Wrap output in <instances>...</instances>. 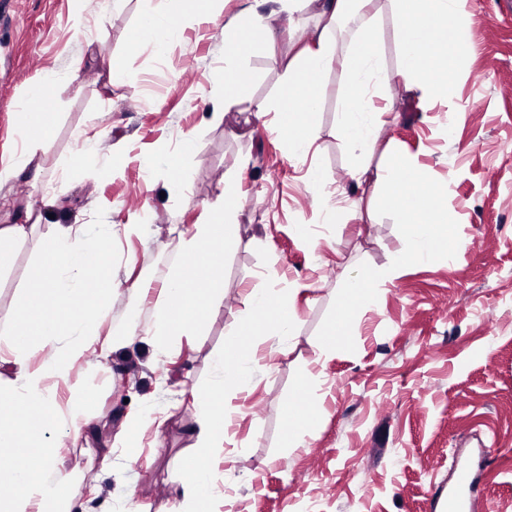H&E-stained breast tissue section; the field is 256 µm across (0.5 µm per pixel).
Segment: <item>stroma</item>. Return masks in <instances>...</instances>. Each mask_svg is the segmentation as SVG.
Segmentation results:
<instances>
[{
	"instance_id": "35a3bbf8",
	"label": "stroma",
	"mask_w": 512,
	"mask_h": 512,
	"mask_svg": "<svg viewBox=\"0 0 512 512\" xmlns=\"http://www.w3.org/2000/svg\"><path fill=\"white\" fill-rule=\"evenodd\" d=\"M242 7L243 0H216L217 21L205 25L195 0H184L183 37L161 65L139 40L137 0H124L103 23L86 0H0V165L19 163L16 178L0 186V225L37 227L0 270V320L37 282L43 243L57 225L108 224L110 252L88 255L86 265L94 274L111 270L118 287L92 327L105 338L135 325L131 344L76 362L56 389L58 403L83 398L90 415L81 436L49 439L61 473H81L72 512H110L125 484L124 512H166L193 453V396L207 387L212 356L248 323L249 291L292 282L303 285L293 298L297 335L234 400L229 432L240 450L225 454L219 469L235 480L220 484L214 512H429L431 486L447 482L457 459L480 461L492 512H512V97L500 93L512 85V15L501 14L497 0H465L461 34L475 51L447 101L427 113L396 75L393 0H372L383 63L372 99L385 124L370 161H381L390 143L399 158L446 182L460 241L453 258L437 254L397 269L394 259L408 247L404 227L358 205L351 160L336 138L347 61L337 58L323 74L308 116L318 138L304 160H289L273 129L276 112L251 110L252 102L279 100L291 45L315 23L311 8L279 12L273 39L257 42L246 60L248 99L214 113L225 30L242 25ZM102 55L112 61L108 88ZM70 69L74 79L56 87L48 139L19 162L16 104ZM449 110L457 114L450 126L442 119ZM87 139L97 141L99 157L77 162ZM162 154L180 165H155ZM322 182L335 192L340 223L324 221ZM228 201L236 220L215 283L224 305L193 335L176 337L167 362H156L148 340L159 290L136 305L129 289L147 268L158 283L174 275L182 237ZM306 233L317 237L316 249L307 248ZM367 268L394 277L375 305L354 304L347 335L321 352L341 296ZM308 371L320 378L319 398L303 446L289 448L284 411L303 402L299 380ZM137 415V448L103 468ZM486 445L492 452L483 460Z\"/></svg>"
}]
</instances>
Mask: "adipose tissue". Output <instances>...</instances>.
I'll return each mask as SVG.
<instances>
[{
	"instance_id": "adipose-tissue-1",
	"label": "adipose tissue",
	"mask_w": 512,
	"mask_h": 512,
	"mask_svg": "<svg viewBox=\"0 0 512 512\" xmlns=\"http://www.w3.org/2000/svg\"><path fill=\"white\" fill-rule=\"evenodd\" d=\"M141 2L147 20L144 35L156 53H163L182 34L181 0ZM311 2L318 23L310 42L298 51L304 64L290 70L276 107V130L287 139L291 160H300L316 139L314 128L296 106L318 100L325 70L336 56H343L349 71L336 137L355 158L348 171L351 184L362 185L367 174H374L382 189L376 206L406 226L410 246L399 256L398 265L424 261L435 249L453 258L457 242L446 189L408 163L396 160L373 171L365 162L381 127L378 112L366 100L382 70L374 25L365 9L368 0ZM395 2L401 36L397 74L404 88L421 89L430 103L447 97L461 59L474 50L457 39L462 0ZM244 15L245 25L227 33L224 40L218 99L222 105L246 96L249 75L244 60L253 36L274 32L276 10H259L256 0H250ZM55 86V81H45L32 97L41 110L39 122L30 121L27 112L17 113L15 134L22 144L47 137ZM233 217L231 206L214 207L210 222L196 225L182 248L176 273L165 281L157 300L149 339L157 357L166 356L175 337L190 335L219 305L214 284L224 265V230ZM111 245V225L96 224L83 231L58 225L44 246L41 277L32 295L19 304L8 323L0 324V351L15 355L7 412L0 414V454L11 459L10 466L0 471V512H25L28 501L38 498L52 500L54 512H70L80 493L78 486L61 478L47 440L58 431L80 435L89 424L84 403L74 399L59 405L56 387L68 382L73 365L99 341L91 320L108 311L114 281L108 275L86 276L83 259L89 253L107 252ZM300 289V284L292 283L246 295L250 323L239 329L237 342L211 360L209 384L194 403L195 452L184 465L168 512H212L217 482L223 477L217 461L236 412L231 400L262 374L260 348L272 353L292 342L296 316L291 299ZM25 342L44 350L45 358L35 362L16 356Z\"/></svg>"
}]
</instances>
